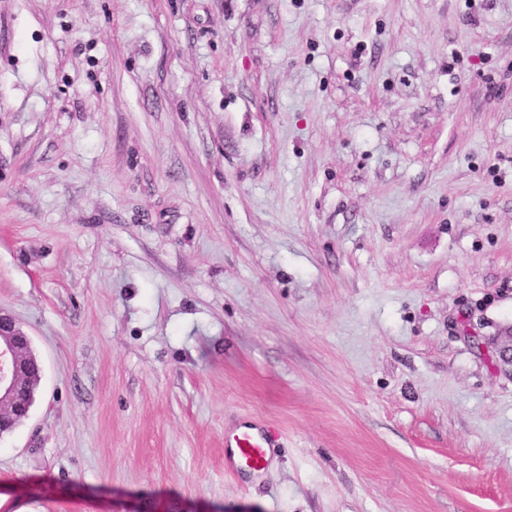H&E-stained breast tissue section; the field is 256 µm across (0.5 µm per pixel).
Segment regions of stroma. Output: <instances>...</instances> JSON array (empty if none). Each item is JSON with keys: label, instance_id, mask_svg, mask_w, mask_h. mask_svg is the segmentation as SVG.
<instances>
[{"label": "stroma", "instance_id": "35a3bbf8", "mask_svg": "<svg viewBox=\"0 0 512 512\" xmlns=\"http://www.w3.org/2000/svg\"><path fill=\"white\" fill-rule=\"evenodd\" d=\"M0 310V512H512V0H0ZM29 340L14 319L0 311V429L28 417L33 403ZM272 436L260 425L246 422L231 434H224V471L235 473L245 468L259 469L267 462Z\"/></svg>", "mask_w": 512, "mask_h": 512}]
</instances>
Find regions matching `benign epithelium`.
<instances>
[{"mask_svg": "<svg viewBox=\"0 0 512 512\" xmlns=\"http://www.w3.org/2000/svg\"><path fill=\"white\" fill-rule=\"evenodd\" d=\"M29 340L14 319L0 312V428L18 425L33 403ZM496 354L512 374V328L497 338Z\"/></svg>", "mask_w": 512, "mask_h": 512, "instance_id": "benign-epithelium-1", "label": "benign epithelium"}]
</instances>
